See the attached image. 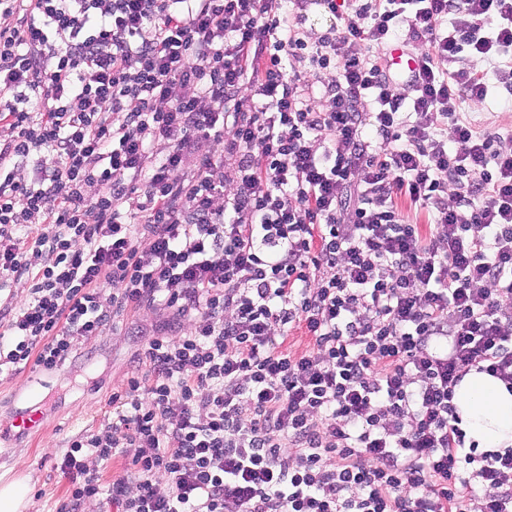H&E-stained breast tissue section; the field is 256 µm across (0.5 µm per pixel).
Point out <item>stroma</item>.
Returning a JSON list of instances; mask_svg holds the SVG:
<instances>
[{
	"instance_id": "35a3bbf8",
	"label": "stroma",
	"mask_w": 512,
	"mask_h": 512,
	"mask_svg": "<svg viewBox=\"0 0 512 512\" xmlns=\"http://www.w3.org/2000/svg\"><path fill=\"white\" fill-rule=\"evenodd\" d=\"M462 111L490 130L512 128V107L492 88L480 103L464 102ZM164 312L129 313L104 335L80 341L70 361L54 371L0 373V430L12 427V398L26 389L30 377H38L40 394L29 405L38 411L46 427L35 438H20L0 462V483L19 473L30 478L31 501L26 512H60L67 503L71 483L60 469L61 457L70 443L84 434L105 428L112 416L113 392L127 380L144 375L147 368L137 360L145 333L163 321Z\"/></svg>"
}]
</instances>
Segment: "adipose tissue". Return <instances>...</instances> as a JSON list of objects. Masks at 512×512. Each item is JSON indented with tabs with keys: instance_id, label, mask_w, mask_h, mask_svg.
I'll return each mask as SVG.
<instances>
[{
	"instance_id": "obj_1",
	"label": "adipose tissue",
	"mask_w": 512,
	"mask_h": 512,
	"mask_svg": "<svg viewBox=\"0 0 512 512\" xmlns=\"http://www.w3.org/2000/svg\"><path fill=\"white\" fill-rule=\"evenodd\" d=\"M454 402L467 443L482 452L512 446V392L501 381L471 370L456 386Z\"/></svg>"
}]
</instances>
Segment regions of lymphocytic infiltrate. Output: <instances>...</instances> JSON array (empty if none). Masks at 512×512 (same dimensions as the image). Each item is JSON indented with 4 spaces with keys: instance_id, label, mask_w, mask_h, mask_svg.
<instances>
[{
    "instance_id": "f902f5d3",
    "label": "lymphocytic infiltrate",
    "mask_w": 512,
    "mask_h": 512,
    "mask_svg": "<svg viewBox=\"0 0 512 512\" xmlns=\"http://www.w3.org/2000/svg\"><path fill=\"white\" fill-rule=\"evenodd\" d=\"M403 34L397 95L362 47ZM492 85L512 0H0V372L167 313L63 455L67 512H512V448L454 403L473 369L512 390V150L460 110ZM307 19L299 27V36L307 41L309 46L314 45L317 38L321 36L331 25L337 23V20L326 14L321 7L309 5L306 10Z\"/></svg>"
}]
</instances>
